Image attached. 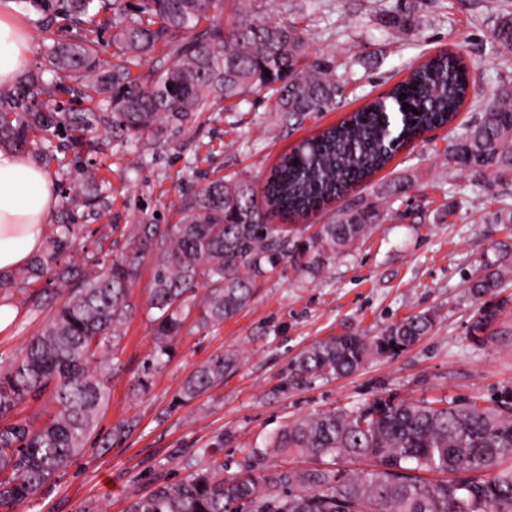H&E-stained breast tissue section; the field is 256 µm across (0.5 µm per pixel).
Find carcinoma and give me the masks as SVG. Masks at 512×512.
<instances>
[{
    "mask_svg": "<svg viewBox=\"0 0 512 512\" xmlns=\"http://www.w3.org/2000/svg\"><path fill=\"white\" fill-rule=\"evenodd\" d=\"M48 17L79 21L103 15L99 24L126 49L110 65L84 36L56 41L43 68L0 86V148L48 158L52 139L91 145L103 129L130 143L159 127L190 125L221 100L245 101L265 90L285 122L335 107L346 81L325 60L307 61L301 32L285 21L258 19L251 0H234L235 16L209 26L220 0H141L133 10L121 0H26ZM498 45L512 52V14L498 17ZM169 45V65L150 78L133 69ZM270 76H265V71ZM471 79L467 64L451 52L433 56L411 77L352 113L336 126L294 147L267 177L257 201L253 181L233 174L209 181L188 197L174 224H137L128 248L105 263L103 232L85 249L84 261L62 257L84 230L74 210L94 204L87 193H64L42 254L0 277V290L21 291L32 282L63 288L40 331L23 351L0 360V512L35 499L92 438L110 396L107 365L120 350L121 327L133 316L132 288L145 256L153 260L150 308L154 351L138 385L169 355L192 307L200 324L219 325L243 311L260 277L285 267L310 276L355 250L386 221L389 208L376 202L339 211L304 239L288 236L286 222L308 216L343 197L383 168L420 134L450 123ZM74 81L99 112H64L44 105L56 85ZM417 113L403 109V104ZM448 168L480 177L512 174V83L489 94L479 115L448 148ZM298 165H293V162ZM277 217L280 224H271ZM512 271L485 266L468 287L476 305L469 340L487 343L505 303L496 300ZM206 287L196 301L198 287ZM436 317L423 312L387 326L377 336L347 333L314 342L291 361L282 390L352 375L368 363L393 357L432 332ZM239 364L235 354H215L185 379L176 404H187L222 383ZM50 398L56 410L39 423L21 416L27 404ZM276 453L313 458L317 466L290 469L248 464L224 476V463L203 449L205 463L176 482H160L135 495L126 512H512V400L492 405L463 400L377 397L352 409H332L295 419L268 440ZM365 457L374 468L349 473L325 462ZM427 473L446 478L429 480Z\"/></svg>",
    "mask_w": 512,
    "mask_h": 512,
    "instance_id": "1",
    "label": "carcinoma"
}]
</instances>
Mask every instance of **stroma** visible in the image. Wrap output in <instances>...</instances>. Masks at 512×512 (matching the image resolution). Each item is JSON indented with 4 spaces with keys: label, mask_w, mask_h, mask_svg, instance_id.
I'll return each mask as SVG.
<instances>
[{
    "label": "stroma",
    "mask_w": 512,
    "mask_h": 512,
    "mask_svg": "<svg viewBox=\"0 0 512 512\" xmlns=\"http://www.w3.org/2000/svg\"><path fill=\"white\" fill-rule=\"evenodd\" d=\"M408 10L420 26L397 32L387 14ZM512 12V0H255L254 12L293 22L309 58L325 57L348 68L353 81L336 108L283 124L265 92L246 101H222L194 126L170 127L127 145L100 133L84 160L103 178V202L79 209L77 223L109 228L114 251L127 245L136 224L175 223L182 202L205 183L234 173L262 184L280 155L340 123L402 81L428 55L452 51L472 65L473 88L449 126L425 133L356 186L342 206L399 195L389 221L351 255L336 258L317 277L285 268L254 286L249 306L216 326L190 315L174 353L152 376L147 390L136 381L154 347L148 298L151 261H144L133 289L136 313L122 328L120 368L110 399L83 457L17 512H124L131 496L154 482L178 480L201 462L199 449L224 432L220 454L225 476L240 472L250 453L264 451L270 436L290 420L334 408H355L379 396L407 399L479 397L486 402L512 392V282L508 305L484 346H472L467 331L473 311L467 286L484 265L512 263V233L493 215L502 193H512V175L474 177L449 172L444 155L457 130L471 122L490 90L512 81V54L493 38L496 18ZM483 197V210L465 198ZM41 295L33 307L27 294ZM13 323L0 331V355L18 354L50 314L43 284L9 297ZM436 314L433 332L394 357L369 363L339 380H324L288 392L280 383L290 360L310 344L348 332L370 336L409 315ZM237 353L240 363L223 383L181 407L172 402L185 378L211 355ZM135 422L128 435L101 447L115 426Z\"/></svg>",
    "instance_id": "stroma-1"
}]
</instances>
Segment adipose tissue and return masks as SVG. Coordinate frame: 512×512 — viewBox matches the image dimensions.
<instances>
[{
	"instance_id": "obj_1",
	"label": "adipose tissue",
	"mask_w": 512,
	"mask_h": 512,
	"mask_svg": "<svg viewBox=\"0 0 512 512\" xmlns=\"http://www.w3.org/2000/svg\"><path fill=\"white\" fill-rule=\"evenodd\" d=\"M30 63L29 37L0 0V85L12 83ZM56 205L48 170L24 153L0 150V274L23 267L45 246Z\"/></svg>"
}]
</instances>
